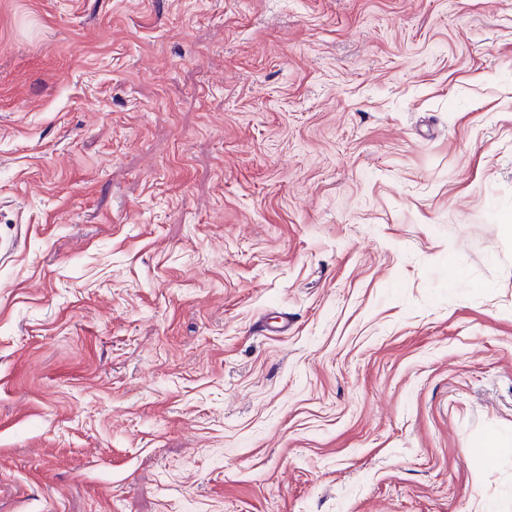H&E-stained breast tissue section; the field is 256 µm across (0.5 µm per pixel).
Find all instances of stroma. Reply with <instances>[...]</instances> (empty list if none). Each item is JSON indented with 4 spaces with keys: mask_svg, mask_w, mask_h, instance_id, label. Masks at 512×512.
Returning a JSON list of instances; mask_svg holds the SVG:
<instances>
[{
    "mask_svg": "<svg viewBox=\"0 0 512 512\" xmlns=\"http://www.w3.org/2000/svg\"><path fill=\"white\" fill-rule=\"evenodd\" d=\"M511 218L512 0H0V512H512Z\"/></svg>",
    "mask_w": 512,
    "mask_h": 512,
    "instance_id": "1",
    "label": "stroma"
}]
</instances>
